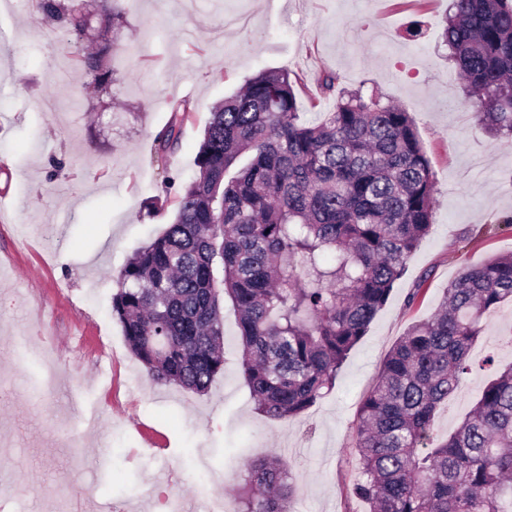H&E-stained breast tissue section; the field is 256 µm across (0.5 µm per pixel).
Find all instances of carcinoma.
<instances>
[{
	"instance_id": "carcinoma-1",
	"label": "carcinoma",
	"mask_w": 512,
	"mask_h": 512,
	"mask_svg": "<svg viewBox=\"0 0 512 512\" xmlns=\"http://www.w3.org/2000/svg\"><path fill=\"white\" fill-rule=\"evenodd\" d=\"M65 29L87 83L117 82L110 55L126 18L111 0H33ZM474 99L473 117L512 138V0H451L441 32ZM335 108L311 124L300 75L264 71L210 112L196 176L164 232L117 276L112 315L155 381L208 391L224 366L219 296L237 312L241 369L257 409L281 421L311 407L365 336L428 234L435 179L409 112L314 79ZM193 111L176 103L154 139L165 155ZM512 303V254L466 265L439 309L413 323L364 398L352 494L367 512H512V362L496 371L459 427L434 434L484 321ZM237 512H289L294 485L276 457L246 463Z\"/></svg>"
}]
</instances>
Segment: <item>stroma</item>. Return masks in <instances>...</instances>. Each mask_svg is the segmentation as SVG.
I'll use <instances>...</instances> for the list:
<instances>
[{
	"instance_id": "stroma-1",
	"label": "stroma",
	"mask_w": 512,
	"mask_h": 512,
	"mask_svg": "<svg viewBox=\"0 0 512 512\" xmlns=\"http://www.w3.org/2000/svg\"><path fill=\"white\" fill-rule=\"evenodd\" d=\"M450 0H120L112 49L116 108L92 123L93 98L60 27L32 20V0L0 5V512H235L237 453L281 458L292 512H366L353 497L363 397L405 330L438 309L463 266L512 253V140L489 138L448 61ZM265 70L302 73L309 120L316 74L375 89L415 120L435 182L433 225L382 309L304 413L272 421L241 373L237 313L223 301L225 361L207 393L150 380L112 315L117 276L174 217L166 180L183 185L212 107ZM193 106L166 158L154 138L174 102ZM161 215L150 216L151 201ZM420 288L410 299L412 288ZM471 369L436 420L456 429L497 366L512 362V306L471 353Z\"/></svg>"
}]
</instances>
